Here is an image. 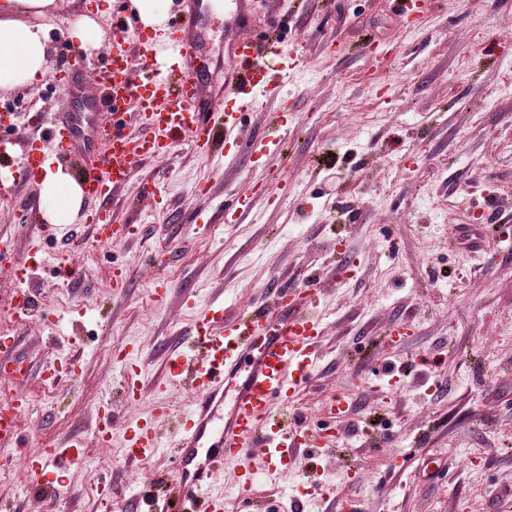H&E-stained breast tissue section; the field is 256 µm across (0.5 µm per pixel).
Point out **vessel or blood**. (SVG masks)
Here are the masks:
<instances>
[{
  "label": "vessel or blood",
  "mask_w": 512,
  "mask_h": 512,
  "mask_svg": "<svg viewBox=\"0 0 512 512\" xmlns=\"http://www.w3.org/2000/svg\"><path fill=\"white\" fill-rule=\"evenodd\" d=\"M203 0H182L169 29V39L154 42L145 27L131 18H112L114 36L132 39L130 48L114 45L102 63L83 58L51 75L61 108L32 138L15 126V141L24 143L14 178L37 186L46 160L79 162L84 193L85 224L93 239L105 245L128 240V225L109 219L111 200L125 189L139 163L163 164L180 138H188L208 153L222 141L237 138L251 151L279 144L285 113L272 117L257 136L246 133L243 117L254 93L278 95L285 72L265 64L279 52L282 22L271 18L263 32L249 19L248 0H232L224 46V81L219 93L208 90L209 76L194 53ZM141 126L133 138L126 124ZM0 262L16 283L10 305L20 315L35 308L29 289L32 266L17 253L13 240L0 237ZM317 292L307 288H277L260 295L255 307L235 317L208 304L194 325L184 349L165 361L169 381L190 380L194 392L178 426L177 464L173 477L182 512H223L231 491H244L256 482L277 483L279 463H296L303 453L331 450L336 434L315 432L303 422L285 420L284 405L316 370L320 322L315 314ZM17 337L0 340V384L12 395L0 402V446L16 444L18 421L28 403L22 388L33 374L16 356ZM153 423L116 417L112 404L97 412V433L121 432L129 460L147 462L163 448L159 423L167 406L152 407ZM264 449L263 466L252 462L255 449ZM84 458L75 437L46 442L24 460L36 487L51 496L64 484L65 472Z\"/></svg>",
  "instance_id": "obj_1"
}]
</instances>
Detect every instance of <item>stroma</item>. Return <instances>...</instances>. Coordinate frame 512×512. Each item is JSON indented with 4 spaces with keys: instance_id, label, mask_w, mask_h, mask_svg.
I'll use <instances>...</instances> for the list:
<instances>
[{
    "instance_id": "1",
    "label": "stroma",
    "mask_w": 512,
    "mask_h": 512,
    "mask_svg": "<svg viewBox=\"0 0 512 512\" xmlns=\"http://www.w3.org/2000/svg\"><path fill=\"white\" fill-rule=\"evenodd\" d=\"M418 4L410 20L392 0H253L259 14L280 13L282 53L295 59L282 99L258 97L245 116L258 134L289 106L279 146L251 163L231 144L207 156L180 142L153 205L135 200L149 171L139 165L119 209L138 233L120 247L81 230L62 243L45 227L29 283L35 312L12 313L14 283L0 269V335L18 336L37 372L74 353L83 361L77 381L33 385L26 434L78 436L93 458L105 401L131 418L157 401L182 414L191 389L166 381L164 351L180 347L200 308L217 301L235 316L276 281L311 273L321 361L292 412L323 426L339 395L352 411L336 424V451L248 490L251 512H289L294 496L308 512H336L347 496L356 512H512V0ZM56 100L45 81L0 94V112L22 125ZM204 182L212 196L195 197ZM229 194L248 202L244 215L189 223ZM25 195L0 183V231L23 254ZM74 253L81 276L63 280L59 259ZM120 263L134 274L117 293L110 275ZM162 281L174 289L159 299ZM399 324L410 336L391 342ZM115 339L140 370L134 408L116 357L104 354ZM110 446L106 467L70 468L73 491L56 495L54 512H155L173 500L168 456L140 464L120 436ZM356 471L366 488L350 481ZM0 512H41L25 469L0 473Z\"/></svg>"
}]
</instances>
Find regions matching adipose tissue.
Here are the masks:
<instances>
[{
	"instance_id": "obj_1",
	"label": "adipose tissue",
	"mask_w": 512,
	"mask_h": 512,
	"mask_svg": "<svg viewBox=\"0 0 512 512\" xmlns=\"http://www.w3.org/2000/svg\"><path fill=\"white\" fill-rule=\"evenodd\" d=\"M60 0H0V92L30 91L49 73V21ZM112 10V0H98L76 16L68 36L87 50L103 41L99 25ZM41 218L50 224H71L84 202L83 192L62 169L46 164L39 183Z\"/></svg>"
}]
</instances>
